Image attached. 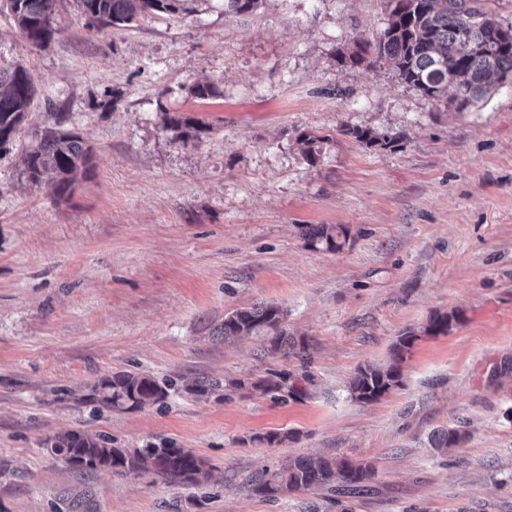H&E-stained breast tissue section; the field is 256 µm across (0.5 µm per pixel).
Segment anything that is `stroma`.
Returning a JSON list of instances; mask_svg holds the SVG:
<instances>
[{
    "label": "stroma",
    "mask_w": 512,
    "mask_h": 512,
    "mask_svg": "<svg viewBox=\"0 0 512 512\" xmlns=\"http://www.w3.org/2000/svg\"><path fill=\"white\" fill-rule=\"evenodd\" d=\"M387 5L264 0L243 18L194 0L183 17L96 30L59 0L40 48L0 13V64L36 88L0 152V512H339L323 491L250 492L258 469L296 456L371 462L354 512H512V83L455 112L388 68L341 63L380 35ZM205 81L214 95L192 96ZM161 95L206 126L198 145L171 141ZM56 112L95 150L64 196L19 162ZM354 128L401 140L369 147ZM310 224L344 227L342 248L309 244ZM259 302L283 308L305 353L216 335ZM438 312L460 320L425 335ZM409 330L401 386L352 400L355 371ZM117 372L168 396L96 409L94 384ZM273 372L297 394L187 391ZM448 427L465 438L442 455L429 435ZM71 431L171 442L212 478L79 470L48 444Z\"/></svg>",
    "instance_id": "35a3bbf8"
}]
</instances>
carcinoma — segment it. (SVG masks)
I'll list each match as a JSON object with an SVG mask.
<instances>
[{"label":"carcinoma","instance_id":"cac0c4a2","mask_svg":"<svg viewBox=\"0 0 512 512\" xmlns=\"http://www.w3.org/2000/svg\"><path fill=\"white\" fill-rule=\"evenodd\" d=\"M80 13L97 21V27H128L146 14L188 13L191 0H74ZM263 0H224V12L249 16L257 12ZM58 0H0L29 45L40 48L57 32ZM457 0H389L387 24L375 42L355 45L348 55L355 64L389 66L404 83L424 96L444 101L457 112H465L478 101L491 96L507 79H512V23H503L495 15L469 9L479 27L465 30L454 9ZM35 89L21 67L0 65V152L14 143L19 134ZM159 111L166 116L164 129L171 141L184 147L196 145L204 128L189 118L170 114L163 97H158ZM357 141L368 146L393 149L398 133L378 134L370 129L349 130ZM94 152L74 129L65 126L62 113L55 122L37 134L20 157L22 174L29 182H54L60 195L73 190L75 174L93 167ZM345 229L325 224L307 225L305 237L311 244L321 243L329 250L342 247ZM284 310L273 303L240 308L224 317L218 327L224 339L242 338L260 331L268 333V351L283 353L295 347L280 329ZM457 314L436 313L424 328L432 336L448 333ZM417 334L407 331L392 348L391 362L385 366L366 365L352 376L348 392L358 402H375L401 385L405 354ZM286 378L274 374L250 382L263 393L281 390ZM222 388L217 379H196L187 390L204 395ZM168 396L167 387L153 378L135 373H116L102 377L94 386L91 399L102 408L139 410L157 404ZM465 438L456 428L437 429L430 435L432 447L446 450ZM52 451L66 463L79 469H106L119 474L152 473L169 484L208 481L211 468L207 462L186 448L149 444L144 448H114L101 435L68 432L48 439ZM373 465L345 458H310L297 456L273 470L265 468L255 477L250 490L269 500H277L300 490H321L336 495L340 512H352L346 497H360L372 491Z\"/></svg>","mask_w":512,"mask_h":512}]
</instances>
